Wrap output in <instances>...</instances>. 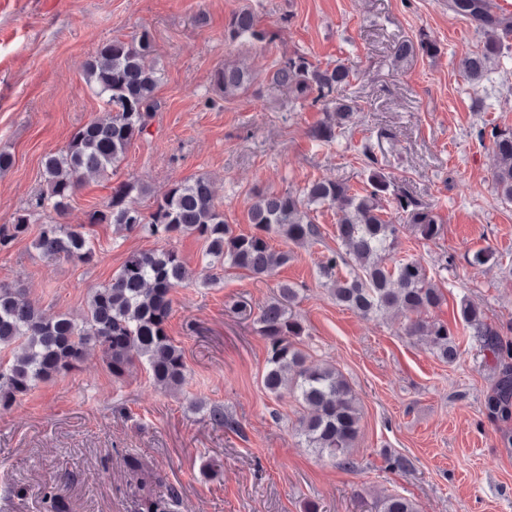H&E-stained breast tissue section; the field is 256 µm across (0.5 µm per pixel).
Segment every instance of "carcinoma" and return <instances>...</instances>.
I'll list each match as a JSON object with an SVG mask.
<instances>
[{
	"label": "carcinoma",
	"mask_w": 512,
	"mask_h": 512,
	"mask_svg": "<svg viewBox=\"0 0 512 512\" xmlns=\"http://www.w3.org/2000/svg\"><path fill=\"white\" fill-rule=\"evenodd\" d=\"M493 0H448V12L465 19L484 37L483 48L459 62L464 77L474 85L491 79L504 52L512 49V15L492 11ZM279 31L264 27L249 9L233 13L224 24V44L270 45ZM434 56L437 46L420 39L402 43L397 55L415 50ZM355 73L344 63L321 66L298 51L282 56L267 76L272 87L285 88L293 101L318 106L326 118L310 130L318 141L331 142L352 124L355 104L343 95ZM85 84L103 102L107 116L80 126L67 146L49 152L42 162L45 187L34 194L14 223L0 227V250L31 235L32 218L47 211L66 215L70 201L87 178L106 177L126 158L133 141L144 134L160 108L156 92L161 70L155 45L146 32L129 40L103 43L85 64ZM250 69L227 63L215 71L214 86L226 98L252 86ZM490 135L497 166L493 182L497 195L512 202V127H481L475 136ZM370 191L360 194L335 180H313L302 193L254 195L249 219L252 230L237 233L224 222L209 179L198 177L174 183L149 210L140 200L152 197L150 187L139 181H123L89 216L91 224H110L118 231L142 232L170 247L130 254L112 278L92 289L86 308L75 317L69 313L46 315L27 296L25 289L0 284V349L12 356L0 362V406L26 397L40 382L80 368L91 351L101 359L115 382L124 381L137 362H146L155 387L164 392L180 390L186 382L187 363L182 346L168 333L173 312V293L189 280L186 264L171 246L180 237L195 234L206 243L204 268L245 270L255 278H267L293 258L289 249L279 250L271 241L284 238L295 246L311 245L320 229L310 212L317 206H336V239L339 249L319 265V274L330 287L336 303L365 316L382 317L391 311L409 316L407 336L429 342L437 357L448 364L460 355L458 332L448 323L431 317L443 301V292L428 277L422 262L397 257L405 224L388 218L383 201L392 197L406 224L427 240L440 237L441 219L409 191L384 174L372 170ZM50 262L90 263L96 255L94 241L82 230L62 222L41 225L33 241ZM493 255L486 249L466 256L475 270L486 266ZM299 289L279 284L274 297L260 309L258 333L265 343L266 361L262 384L270 395L286 391L305 409L297 432L303 444L337 466H354L352 450L361 428V409L345 375L336 367L312 365L302 348L305 328L295 312ZM458 318L495 360L496 376L484 396L487 418L494 423L512 422V342L487 322L484 310L467 298L460 300ZM209 420L215 426L238 433L242 427L214 406ZM179 492L170 487L166 496L152 493L142 499L141 512H174ZM378 512H416L413 502L400 495L378 501Z\"/></svg>",
	"instance_id": "carcinoma-1"
}]
</instances>
